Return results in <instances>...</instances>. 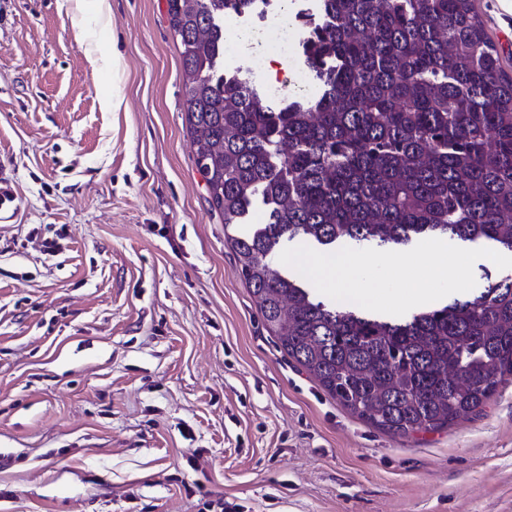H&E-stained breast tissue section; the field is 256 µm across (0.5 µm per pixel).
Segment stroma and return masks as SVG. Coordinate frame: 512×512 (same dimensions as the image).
Masks as SVG:
<instances>
[{
  "label": "stroma",
  "mask_w": 512,
  "mask_h": 512,
  "mask_svg": "<svg viewBox=\"0 0 512 512\" xmlns=\"http://www.w3.org/2000/svg\"><path fill=\"white\" fill-rule=\"evenodd\" d=\"M473 4L512 73V15ZM180 52L167 0H0V512H512L511 374L394 436L266 330Z\"/></svg>",
  "instance_id": "1"
}]
</instances>
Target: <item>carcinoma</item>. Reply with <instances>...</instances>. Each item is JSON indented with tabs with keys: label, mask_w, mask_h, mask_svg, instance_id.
<instances>
[{
	"label": "carcinoma",
	"mask_w": 512,
	"mask_h": 512,
	"mask_svg": "<svg viewBox=\"0 0 512 512\" xmlns=\"http://www.w3.org/2000/svg\"><path fill=\"white\" fill-rule=\"evenodd\" d=\"M262 0H168L209 203L269 332L359 418L394 435L477 412L512 373V275L400 321L328 305L273 259L295 239L397 249L428 236L512 252V77L473 0H321L284 105L224 74V17ZM261 205L249 234L229 230ZM273 94L288 99V94L309 95L311 94L308 74L305 70L295 71L292 75L282 81L279 86L269 87Z\"/></svg>",
	"instance_id": "obj_1"
}]
</instances>
